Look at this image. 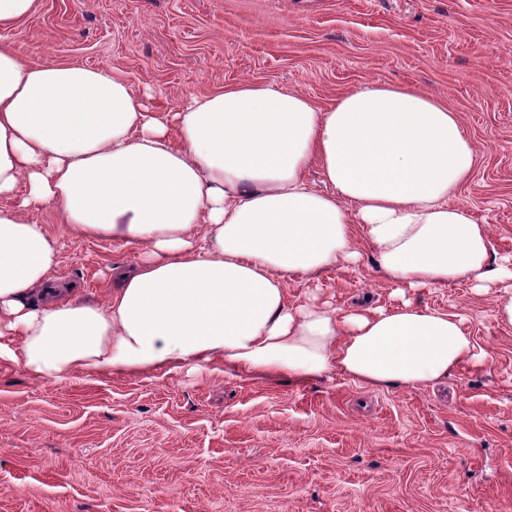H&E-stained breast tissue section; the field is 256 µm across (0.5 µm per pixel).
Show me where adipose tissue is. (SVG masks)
<instances>
[{
  "mask_svg": "<svg viewBox=\"0 0 512 512\" xmlns=\"http://www.w3.org/2000/svg\"><path fill=\"white\" fill-rule=\"evenodd\" d=\"M175 118L107 70L0 44V197L21 198L0 209V358L41 381L218 361L370 387L422 386L474 360L453 313L289 304L288 276L356 261L363 243L399 286L502 282L494 314L512 324V257L490 266L488 226L452 202L477 155L446 102L369 83L322 107L241 81L191 97ZM35 204L60 210L72 235L139 245L105 301L57 286L58 245Z\"/></svg>",
  "mask_w": 512,
  "mask_h": 512,
  "instance_id": "1",
  "label": "adipose tissue"
}]
</instances>
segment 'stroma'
Masks as SVG:
<instances>
[{
  "mask_svg": "<svg viewBox=\"0 0 512 512\" xmlns=\"http://www.w3.org/2000/svg\"><path fill=\"white\" fill-rule=\"evenodd\" d=\"M20 56L114 71L161 113L250 80L323 104L368 82L448 102L477 151L454 199L512 254V0H38L0 35ZM54 276L105 299L137 246L70 235ZM288 302L398 304L376 252ZM465 278L406 289L454 313L481 362L418 387L205 368L38 382L0 359V512H512V325Z\"/></svg>",
  "mask_w": 512,
  "mask_h": 512,
  "instance_id": "35a3bbf8",
  "label": "stroma"
}]
</instances>
